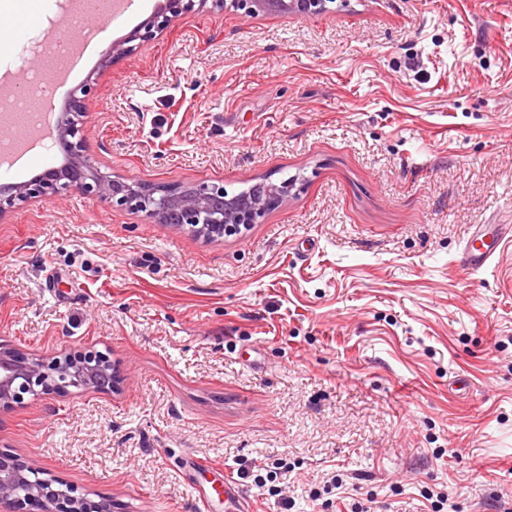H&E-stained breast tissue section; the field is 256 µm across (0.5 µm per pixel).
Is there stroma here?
I'll return each mask as SVG.
<instances>
[{
    "instance_id": "stroma-1",
    "label": "stroma",
    "mask_w": 512,
    "mask_h": 512,
    "mask_svg": "<svg viewBox=\"0 0 512 512\" xmlns=\"http://www.w3.org/2000/svg\"><path fill=\"white\" fill-rule=\"evenodd\" d=\"M157 0L93 20L72 88L86 154L153 184L297 178L241 238L208 240L95 197L0 216V342L106 353L111 394L0 408V450L112 512H498L512 494V241L456 263L469 230L512 225V0H333L310 17L232 8L175 19L105 62ZM68 0L24 29L0 0L5 92ZM469 380L461 394L454 377ZM208 470L200 471L196 462Z\"/></svg>"
}]
</instances>
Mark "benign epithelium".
<instances>
[{"label": "benign epithelium", "instance_id": "benign-epithelium-1", "mask_svg": "<svg viewBox=\"0 0 512 512\" xmlns=\"http://www.w3.org/2000/svg\"><path fill=\"white\" fill-rule=\"evenodd\" d=\"M329 0H231L247 17L260 14L315 16L329 10ZM206 7L224 10V0H163L160 8L123 38L112 43V56H119L155 39L170 23ZM91 87L85 83L73 90L56 121L55 146L65 159L60 168L47 169L32 179L0 185V216L35 198L67 194L91 195L101 204L144 212L157 224L188 227L208 238H241L271 212L284 206L296 182L264 181L256 190L230 194L224 183L201 181L188 186L152 187L134 180L107 175L85 155V99ZM120 378L109 360L90 351L72 357L59 354L41 357L0 345V406L20 403L44 391L65 392L77 388L85 393L109 394ZM21 503L35 512H103L105 505L61 480L44 477L36 462H20L0 451V505Z\"/></svg>", "mask_w": 512, "mask_h": 512}]
</instances>
